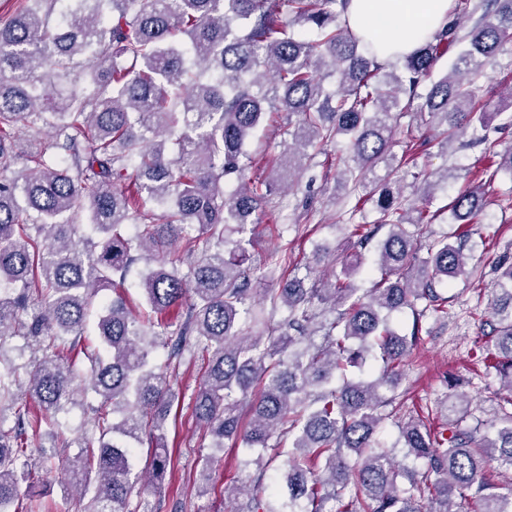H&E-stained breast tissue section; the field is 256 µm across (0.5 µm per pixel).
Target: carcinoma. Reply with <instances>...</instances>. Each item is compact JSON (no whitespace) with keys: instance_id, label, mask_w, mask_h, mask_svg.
<instances>
[{"instance_id":"1","label":"carcinoma","mask_w":512,"mask_h":512,"mask_svg":"<svg viewBox=\"0 0 512 512\" xmlns=\"http://www.w3.org/2000/svg\"><path fill=\"white\" fill-rule=\"evenodd\" d=\"M349 0H26L0 25V350L23 336L22 362L0 353V512H12L27 480L25 435L40 452L69 445L60 415L88 391L100 400L99 435L77 440L69 461L80 512L130 509L150 480L171 469L167 420L181 392L173 362L207 355L192 395L196 419L212 447L257 451L245 473L224 489L246 497L230 512H512L509 492L491 491V463L512 470V412L501 408L485 427L460 429L467 406L443 399L434 430L424 417L398 422L403 464L376 438L396 400L411 346L426 313L448 317L437 286L469 274L468 227L486 205L480 184L448 207L454 241L443 236L419 256L414 228L430 224L435 183L420 171V203L405 211L389 184L367 180L382 165L395 177L392 152L403 128L401 96H420L425 125L447 142L487 140L475 82L512 39V0H481L465 36L452 17L404 61L384 70L345 18ZM461 44L452 70L430 79L438 55ZM339 77L329 92L325 80ZM85 79L91 95L63 93V81ZM269 112H286L288 176L307 166L306 149L344 137L342 176L377 197V224H354L349 238L377 247L379 277L361 254L342 260L331 279L307 287L278 273L288 249L271 256L264 280L276 284L251 305L246 237L252 215L279 189L278 177L254 184L246 146ZM133 225L127 234L124 226ZM195 225L198 235L183 240ZM237 239L224 248V233ZM137 285L144 314L126 297L100 305L98 345L74 358L89 335L91 309L105 288L117 289L140 259ZM491 339L478 361L512 393V262L497 265ZM419 301L425 302L416 309ZM406 308L411 337L390 326ZM281 318H276L277 313ZM168 349L166 359L154 352ZM383 361L374 378L350 369ZM112 420H107V416ZM288 440L280 478L266 493L263 452ZM148 440L152 471H132L135 445ZM407 478L410 487L401 484ZM213 481L209 459L197 471L198 495Z\"/></svg>"}]
</instances>
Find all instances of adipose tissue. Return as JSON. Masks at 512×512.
<instances>
[{
  "label": "adipose tissue",
  "mask_w": 512,
  "mask_h": 512,
  "mask_svg": "<svg viewBox=\"0 0 512 512\" xmlns=\"http://www.w3.org/2000/svg\"><path fill=\"white\" fill-rule=\"evenodd\" d=\"M346 17L351 28L376 43L379 62L391 63L411 54L421 34L448 22V0H350Z\"/></svg>",
  "instance_id": "ef3b65f1"
}]
</instances>
